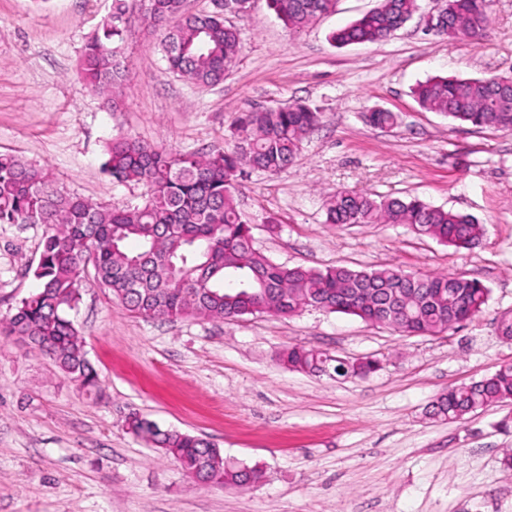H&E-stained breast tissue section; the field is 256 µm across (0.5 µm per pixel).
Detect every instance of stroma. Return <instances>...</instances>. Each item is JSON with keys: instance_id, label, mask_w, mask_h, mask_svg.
Masks as SVG:
<instances>
[{"instance_id": "1", "label": "stroma", "mask_w": 512, "mask_h": 512, "mask_svg": "<svg viewBox=\"0 0 512 512\" xmlns=\"http://www.w3.org/2000/svg\"><path fill=\"white\" fill-rule=\"evenodd\" d=\"M419 3L387 41L339 48L330 33L376 0H336L299 33L253 0L226 18L241 42L234 69L206 88L171 73L159 32L130 15L124 104L109 112L80 63L112 0H0V152L44 168L63 192L140 204L141 186L102 169L110 138L206 153L230 145L240 112L302 100L322 122L295 162L239 180L256 248L290 267L445 271L490 290L472 320L401 336L313 308L286 319H144L84 282L71 317L98 393L0 335V512H512V403L461 422L428 414L448 386L512 364V341L497 332L512 313V133L450 122L411 93L434 76L512 77V0H492L478 45L425 34L435 2ZM374 108L399 113L400 124L369 125ZM338 190L471 214L486 227L483 244L458 251L403 224L335 227L323 202ZM44 232L0 224V318L33 291L27 269ZM288 345L375 356L383 367L351 379L293 372L278 360ZM132 412L210 439L226 458L262 467L265 480L244 491L198 484L128 430Z\"/></svg>"}]
</instances>
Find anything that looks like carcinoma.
<instances>
[{"mask_svg":"<svg viewBox=\"0 0 512 512\" xmlns=\"http://www.w3.org/2000/svg\"><path fill=\"white\" fill-rule=\"evenodd\" d=\"M147 26L161 33L168 69L197 86L224 80L240 51L236 29L224 14L238 0H219L218 9L189 13L184 0H139ZM336 0H268L290 30L300 32L333 11ZM129 0H112V14L85 47L81 70L89 89L108 109L122 105L125 70L120 60ZM419 9L418 0H377V5L330 35L337 46L389 39ZM439 37L481 41L489 27L487 0H440L426 16ZM511 77H431L412 94L419 106L476 128L512 131V103L501 102ZM367 123L395 126L399 115L374 109ZM321 113L302 102L253 108L236 121L231 148L209 154L172 153L130 135L109 140L103 170L118 183L144 188L140 205L115 207L57 189L45 169L15 155L0 154V224H42L46 231L36 290L0 320V334L14 336L47 355L65 377L88 393L98 390V373L70 311L80 285H95L129 312L145 318L193 317L211 321L268 314L293 316L314 307L341 313L401 336L438 335L481 312L490 290L481 282L448 273H412L398 266L317 269L275 263L255 248L250 218L236 192L243 168L278 172L299 155ZM326 223L405 224L416 235L456 249L482 245L485 225L474 216L435 207L413 197H375L339 191L325 200ZM291 371L369 376L377 358L348 359L298 346L279 353ZM512 402V364L471 383L448 387L431 404V415L450 422L492 404ZM129 430L164 450L198 481L247 490L265 471L224 459L206 439L150 424L139 414Z\"/></svg>","mask_w":512,"mask_h":512,"instance_id":"cac0c4a2","label":"carcinoma"}]
</instances>
